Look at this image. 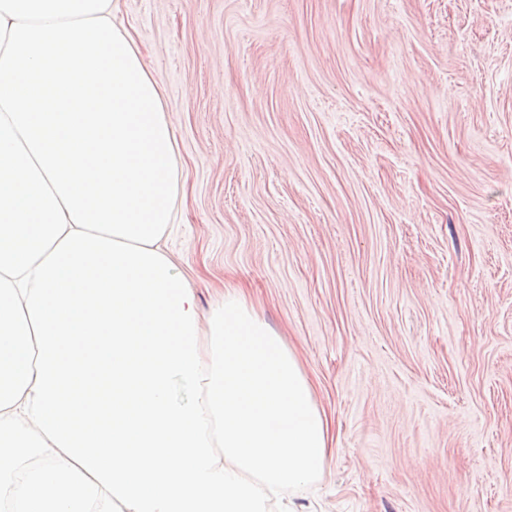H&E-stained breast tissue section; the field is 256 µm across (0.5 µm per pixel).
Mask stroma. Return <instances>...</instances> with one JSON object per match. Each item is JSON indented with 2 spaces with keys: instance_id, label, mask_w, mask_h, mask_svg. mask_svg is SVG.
<instances>
[{
  "instance_id": "35a3bbf8",
  "label": "stroma",
  "mask_w": 512,
  "mask_h": 512,
  "mask_svg": "<svg viewBox=\"0 0 512 512\" xmlns=\"http://www.w3.org/2000/svg\"><path fill=\"white\" fill-rule=\"evenodd\" d=\"M184 187L163 247L300 358L294 512H512V0H121Z\"/></svg>"
}]
</instances>
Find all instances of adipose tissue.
I'll use <instances>...</instances> for the list:
<instances>
[{"instance_id": "adipose-tissue-1", "label": "adipose tissue", "mask_w": 512, "mask_h": 512, "mask_svg": "<svg viewBox=\"0 0 512 512\" xmlns=\"http://www.w3.org/2000/svg\"><path fill=\"white\" fill-rule=\"evenodd\" d=\"M118 10L0 0V504L265 512L320 475L330 425L239 289L200 345L194 293L160 245L176 140Z\"/></svg>"}]
</instances>
